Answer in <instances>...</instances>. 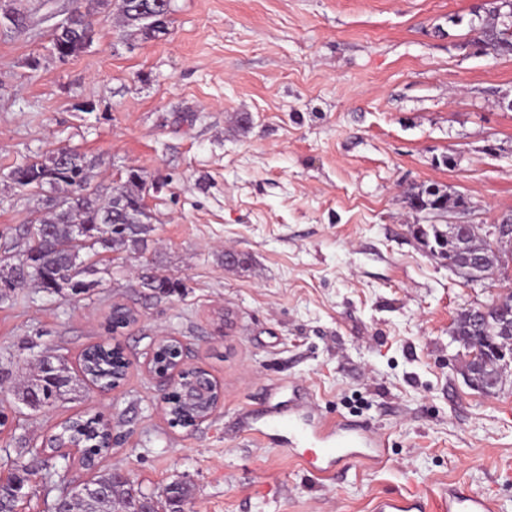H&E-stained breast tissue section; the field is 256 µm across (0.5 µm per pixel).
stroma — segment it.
<instances>
[{
  "label": "stroma",
  "mask_w": 512,
  "mask_h": 512,
  "mask_svg": "<svg viewBox=\"0 0 512 512\" xmlns=\"http://www.w3.org/2000/svg\"><path fill=\"white\" fill-rule=\"evenodd\" d=\"M491 3L172 0L146 41L112 4L62 62L50 34L74 0H28L25 25L0 26V247L19 251L42 210L11 172L59 147L95 160L105 196L138 170L154 230L88 293L0 302V448L30 465L67 419L98 417L118 438L100 468L156 497L185 483L191 512H373L451 483L512 512V364L497 393L475 390L451 335L505 281H465L430 254L412 228L433 218L406 199L463 194L483 228L512 213V56L468 46ZM144 273L179 286L136 287ZM116 303L133 325L112 328ZM162 334L222 386L208 421L161 412L144 362ZM108 337L133 361L118 389L82 384L39 412L16 400L38 352L76 373ZM297 386L322 417L366 421L383 458L331 478L237 429Z\"/></svg>",
  "instance_id": "35a3bbf8"
}]
</instances>
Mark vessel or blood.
<instances>
[{"label":"vessel or blood","mask_w":512,"mask_h":512,"mask_svg":"<svg viewBox=\"0 0 512 512\" xmlns=\"http://www.w3.org/2000/svg\"><path fill=\"white\" fill-rule=\"evenodd\" d=\"M287 427L288 436L278 433L279 427ZM300 433L319 449L322 471L331 474L346 466L348 460L363 462L379 461L384 454V441L373 437L367 425L354 420H339L328 425L311 410L302 409L299 400L276 408L266 427L251 428L253 437L268 444L293 447V433ZM441 512H497V504L488 496L475 494L463 487L452 485L439 499ZM376 512H425V506L417 496H395L380 499Z\"/></svg>","instance_id":"b4317fda"}]
</instances>
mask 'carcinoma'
<instances>
[{"label": "carcinoma", "mask_w": 512, "mask_h": 512, "mask_svg": "<svg viewBox=\"0 0 512 512\" xmlns=\"http://www.w3.org/2000/svg\"><path fill=\"white\" fill-rule=\"evenodd\" d=\"M154 0H119V11L129 35L151 40L168 27L169 18L153 8ZM105 0H76L68 28L52 32V49L59 50L67 59L79 55L88 45L89 36L95 33L92 16L98 13ZM479 29L493 50L503 56L512 55V26L499 21L496 8L488 11V18ZM95 164L84 154L69 148H59L40 161L16 167L12 171L14 183L22 189H44L55 184L58 192H74L66 205L58 206L54 198L43 199L45 214L25 231L22 254L29 263H14V257L0 258V292H15L35 285L46 291L61 292L68 288L74 294L87 293L102 281L109 268L100 263L99 255L105 252L130 251L144 253L153 227L149 222L143 197V179L136 170L129 171L126 182L105 197L87 186L93 181ZM410 206L417 211L436 209L438 216L456 206L457 199L433 187H420L408 193ZM420 236L442 241L446 250L453 242L448 235L451 226L442 230L437 224L418 225ZM512 241L502 237L496 244L485 236L469 229L470 251L462 256L453 254L454 270L467 281H479L489 275L497 262L494 246ZM179 282L169 278H156L143 274L137 287L165 291L176 288ZM452 335L466 349L480 351L484 386H489L491 374H501L506 360H512V342H508L501 328V320L490 315L479 318L470 310L462 311L453 323ZM98 376L101 382H112V351L89 348L85 352L82 377ZM70 368L62 357H51L50 369L41 370L27 379L19 398L32 407H49L62 396L74 390ZM91 421L76 418L68 421L60 431L65 443L79 442L82 455L92 458L101 454V445L107 441L105 425L100 434L91 437L86 433ZM140 492L126 486L103 500H88L74 494L69 502V512H130Z\"/></svg>", "instance_id": "1"}]
</instances>
